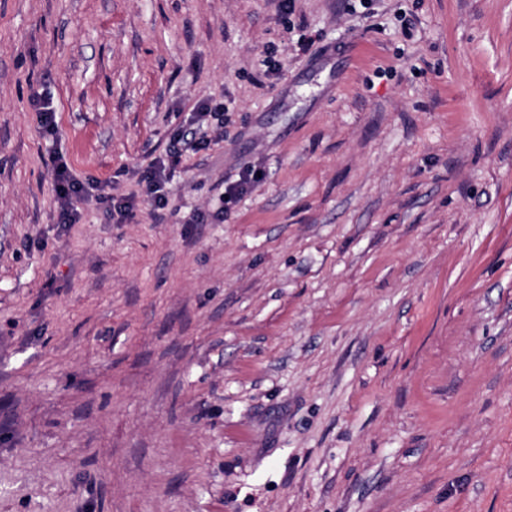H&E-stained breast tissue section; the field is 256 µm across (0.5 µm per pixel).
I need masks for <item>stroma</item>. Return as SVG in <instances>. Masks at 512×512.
<instances>
[{
	"mask_svg": "<svg viewBox=\"0 0 512 512\" xmlns=\"http://www.w3.org/2000/svg\"><path fill=\"white\" fill-rule=\"evenodd\" d=\"M0 512H512V0H0ZM30 105L34 112H38L41 127L46 132H55L57 129V110L53 101H50L39 92H33L30 96ZM181 155L182 154L179 150L174 149L168 155L169 159L167 166L164 162L162 165L153 164L143 174V181L146 182L147 194L154 199L158 208L163 209L166 204L164 195L160 193L162 190L163 179L166 177V169L178 166L181 162ZM53 170L59 203L58 221L60 224L79 223L80 213L74 206V201L85 192L84 185L73 177L63 156H56Z\"/></svg>",
	"mask_w": 512,
	"mask_h": 512,
	"instance_id": "35a3bbf8",
	"label": "stroma"
}]
</instances>
